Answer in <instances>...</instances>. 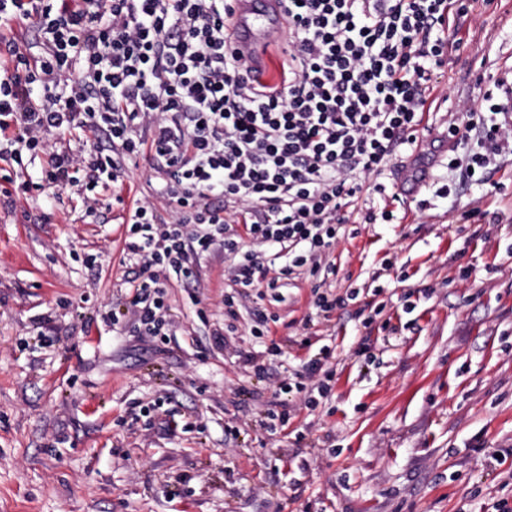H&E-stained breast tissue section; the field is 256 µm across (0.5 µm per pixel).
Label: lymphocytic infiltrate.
<instances>
[{"instance_id": "lymphocytic-infiltrate-1", "label": "lymphocytic infiltrate", "mask_w": 512, "mask_h": 512, "mask_svg": "<svg viewBox=\"0 0 512 512\" xmlns=\"http://www.w3.org/2000/svg\"><path fill=\"white\" fill-rule=\"evenodd\" d=\"M285 2L288 65L271 85L228 44L232 0H0V160L44 155L43 181L82 185L90 211L127 161L164 177L157 201L123 217L141 268L129 306L147 335L166 324L160 273L193 279L199 255L231 258L232 321L240 301L279 302L290 282L335 275L346 213L382 192L371 178L413 141L472 0ZM27 23L39 53L15 35ZM503 112L487 92L449 120L462 152L448 167L465 182L486 184L512 146ZM79 130L104 141L75 147ZM334 374L311 359L280 391L312 408Z\"/></svg>"}]
</instances>
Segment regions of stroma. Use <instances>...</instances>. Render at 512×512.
I'll use <instances>...</instances> for the list:
<instances>
[{
	"label": "stroma",
	"instance_id": "obj_1",
	"mask_svg": "<svg viewBox=\"0 0 512 512\" xmlns=\"http://www.w3.org/2000/svg\"><path fill=\"white\" fill-rule=\"evenodd\" d=\"M459 35L422 147L429 183L399 197L405 157H393L368 203L394 222L351 217L332 253L336 292L380 272L375 301L396 327L364 326L355 304L313 317L303 279L282 303L247 300L217 344L215 252L196 259L197 280L167 281V333L141 340L122 216L162 185L142 158L91 216L78 187L0 208V512H495L512 500V153L471 186L442 136L458 101L497 79L512 89V0H476ZM262 312L279 320L258 338ZM312 334L331 348V394L313 410L292 399L271 430L274 393Z\"/></svg>",
	"mask_w": 512,
	"mask_h": 512
}]
</instances>
